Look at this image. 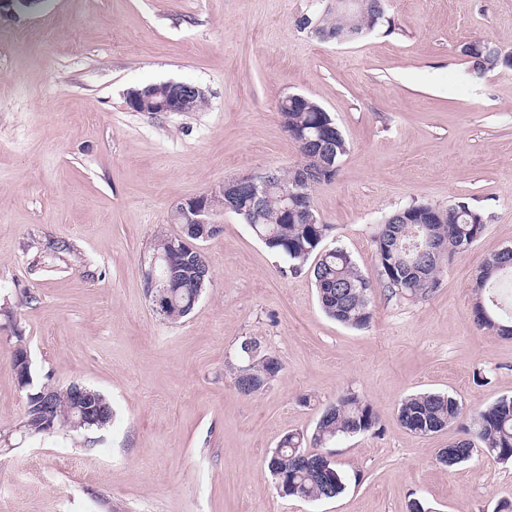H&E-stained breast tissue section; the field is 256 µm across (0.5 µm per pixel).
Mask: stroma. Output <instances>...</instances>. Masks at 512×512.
<instances>
[{"label":"stroma","instance_id":"obj_1","mask_svg":"<svg viewBox=\"0 0 512 512\" xmlns=\"http://www.w3.org/2000/svg\"><path fill=\"white\" fill-rule=\"evenodd\" d=\"M327 0H44L0 14V512H498L512 463L474 448L439 456L470 415L512 396V338L473 316L475 274L512 247V68L476 76L477 37L512 53V0H386L388 25L339 44L296 19ZM205 89L199 112H134L128 90ZM303 94L348 143L312 203L377 280L374 236L413 203L464 200L484 235L454 255L434 294L371 295L373 318L343 326L308 271H290L231 213L202 244L212 278L173 323L152 308L144 261L175 235L177 204L235 176L300 163L277 110ZM256 340L280 374L244 396L238 346ZM31 353L35 385L82 383L112 405L109 427L31 438L10 365ZM457 398L434 435L406 430L405 396ZM378 424L327 447L346 478L337 498L282 496L265 458L311 434L346 393Z\"/></svg>","mask_w":512,"mask_h":512}]
</instances>
